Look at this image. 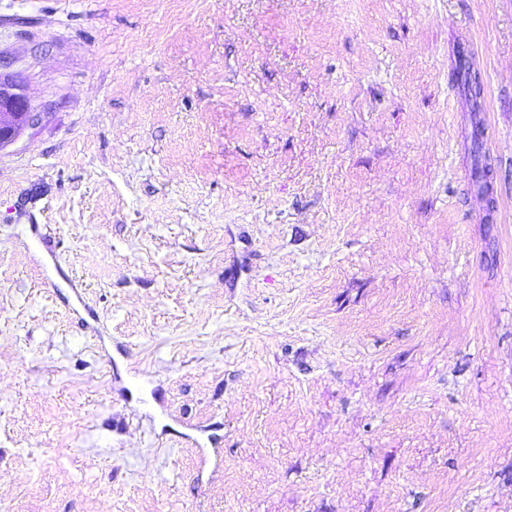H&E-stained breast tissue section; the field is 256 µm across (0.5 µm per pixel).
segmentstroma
<instances>
[{
    "label": "stroma",
    "mask_w": 512,
    "mask_h": 512,
    "mask_svg": "<svg viewBox=\"0 0 512 512\" xmlns=\"http://www.w3.org/2000/svg\"><path fill=\"white\" fill-rule=\"evenodd\" d=\"M0 75V512H512V0H0ZM39 113L17 81L0 75V149L16 142L25 128L38 120Z\"/></svg>",
    "instance_id": "35a3bbf8"
}]
</instances>
